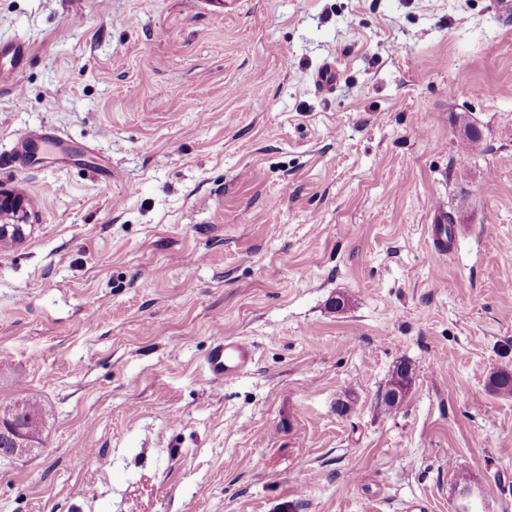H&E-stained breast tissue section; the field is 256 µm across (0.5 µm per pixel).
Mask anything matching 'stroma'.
Masks as SVG:
<instances>
[{"label":"stroma","mask_w":512,"mask_h":512,"mask_svg":"<svg viewBox=\"0 0 512 512\" xmlns=\"http://www.w3.org/2000/svg\"><path fill=\"white\" fill-rule=\"evenodd\" d=\"M498 2L0 0V41L30 46L0 84L30 224L0 249V404L45 410L0 512H457L463 475L512 512ZM47 130L54 156L23 155ZM219 336L254 350L223 384ZM398 375L399 381L397 382L399 385L409 387L411 385L413 379L412 368L407 362H400L396 365L391 378L387 382L385 388L383 389L379 399L380 406L383 409L384 413L392 414L396 413L400 410L402 406V402H397L395 399L391 398V394L394 391V383L395 376Z\"/></svg>","instance_id":"obj_1"}]
</instances>
